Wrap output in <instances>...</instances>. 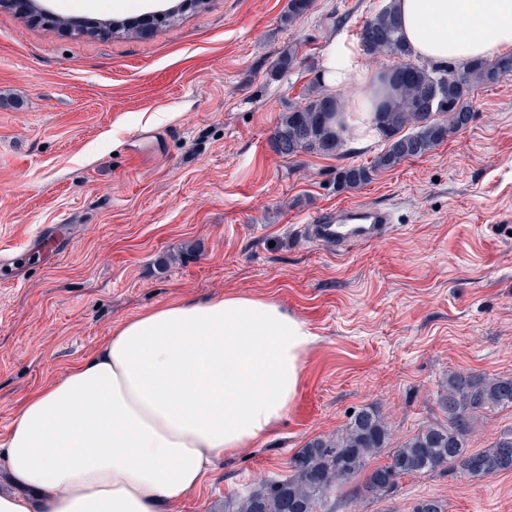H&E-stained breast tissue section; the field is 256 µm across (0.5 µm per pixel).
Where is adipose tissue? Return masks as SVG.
<instances>
[{
    "label": "adipose tissue",
    "instance_id": "adipose-tissue-1",
    "mask_svg": "<svg viewBox=\"0 0 512 512\" xmlns=\"http://www.w3.org/2000/svg\"><path fill=\"white\" fill-rule=\"evenodd\" d=\"M416 60L462 64L512 51V0H389ZM319 80L355 86L345 136L374 140L384 85L346 36ZM277 303L229 294L170 301L124 321L57 381L27 396L5 442L0 512H160L200 488L215 459L288 412L315 343Z\"/></svg>",
    "mask_w": 512,
    "mask_h": 512
}]
</instances>
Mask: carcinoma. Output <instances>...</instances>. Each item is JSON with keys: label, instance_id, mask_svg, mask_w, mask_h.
Listing matches in <instances>:
<instances>
[{"label": "carcinoma", "instance_id": "carcinoma-1", "mask_svg": "<svg viewBox=\"0 0 512 512\" xmlns=\"http://www.w3.org/2000/svg\"><path fill=\"white\" fill-rule=\"evenodd\" d=\"M359 39L368 55L389 53L399 62L383 76L386 96L373 120L388 142L367 165H345L336 173V191L357 189L384 170L430 153L473 119L471 94L478 85L494 84L512 74V54L494 60L474 59L464 67L419 64L404 44L392 6L364 21ZM411 67L404 74L401 69ZM336 98L319 93L286 113L278 122L271 146L293 158L303 152L337 154L344 146ZM446 424H430L395 448L379 414L360 409L336 433L310 440L289 461V474L265 480L235 503L236 512H316L317 504L359 474L355 494L379 498L401 478L439 470L466 478H487L512 471V431L487 449L468 448L478 412L512 406V377L451 372L440 399ZM388 453L385 465L365 470L368 461Z\"/></svg>", "mask_w": 512, "mask_h": 512}]
</instances>
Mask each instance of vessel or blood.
<instances>
[{"instance_id":"1","label":"vessel or blood","mask_w":512,"mask_h":512,"mask_svg":"<svg viewBox=\"0 0 512 512\" xmlns=\"http://www.w3.org/2000/svg\"><path fill=\"white\" fill-rule=\"evenodd\" d=\"M394 222L392 210L374 207H355L341 212L335 221L321 222L315 227L319 238L336 244L360 243L367 245L380 239ZM63 240L60 226L45 227L34 248L44 253L59 251Z\"/></svg>"}]
</instances>
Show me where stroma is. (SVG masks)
I'll return each mask as SVG.
<instances>
[{
  "label": "stroma",
  "mask_w": 512,
  "mask_h": 512,
  "mask_svg": "<svg viewBox=\"0 0 512 512\" xmlns=\"http://www.w3.org/2000/svg\"><path fill=\"white\" fill-rule=\"evenodd\" d=\"M167 20L138 21L146 4ZM379 0H40L33 18L0 8V443L21 400L96 348L126 318L178 299L241 293L277 302L316 343L286 416L162 512H224L288 474L290 458L364 407L392 445L446 423L452 371L512 376V75L474 88V118L428 155L347 192L336 170L367 164L379 139L336 155L276 154L281 115L317 89L335 37H356ZM96 19L131 23L127 34ZM295 49L293 69L273 66ZM152 130L153 146L138 135ZM375 205L396 222L337 250L305 224ZM62 225L57 255L29 248ZM512 429V406L478 415L469 448ZM337 512H512V471L482 480L402 478Z\"/></svg>",
  "instance_id": "35a3bbf8"
}]
</instances>
